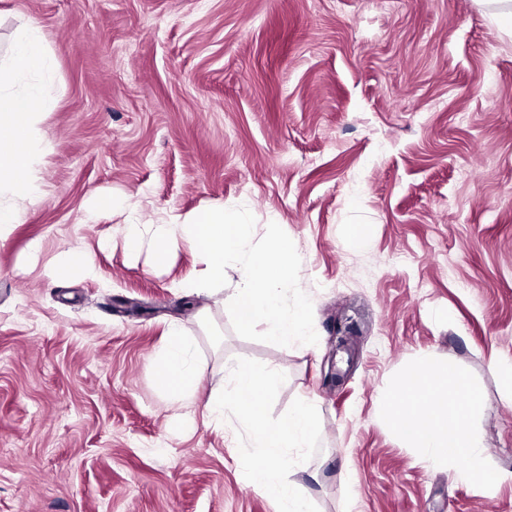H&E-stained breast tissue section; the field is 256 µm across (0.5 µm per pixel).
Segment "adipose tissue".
<instances>
[{"mask_svg": "<svg viewBox=\"0 0 512 512\" xmlns=\"http://www.w3.org/2000/svg\"><path fill=\"white\" fill-rule=\"evenodd\" d=\"M45 67V53L32 29L19 36L9 59L0 62V239L18 223L23 204L38 194L30 161L41 144L35 124L46 103L38 91L20 93L14 85L20 76L42 72ZM123 242L128 252L147 247L160 259L179 247H188L204 260L203 279L208 283L222 282L225 265L237 264L234 304L240 325L248 328L264 321L265 336L284 343L303 335L306 307L288 311L281 298L293 270L292 247L277 238L263 249H255L253 226L242 213L202 208L176 215L171 223L150 230L130 222L124 226ZM194 344L195 338L186 328L170 330L167 350L157 368V381L166 392L181 396L190 391L195 375ZM224 371L233 383V393L228 398L220 392L212 395L204 405L207 416L220 423L225 410L234 408L250 430L258 459L250 473L252 486L274 498L278 512H312L310 502L268 460L282 456L287 449L310 444L314 404L301 403L280 423L271 424L264 403L274 373H259L243 363L225 366ZM479 404L478 392L453 365L429 358L410 369L387 394L385 409L391 424L417 448L425 463L445 468L455 458H467L469 467L459 477L478 482L484 475L483 457L471 421Z\"/></svg>", "mask_w": 512, "mask_h": 512, "instance_id": "obj_1", "label": "adipose tissue"}]
</instances>
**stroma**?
I'll return each mask as SVG.
<instances>
[{"mask_svg": "<svg viewBox=\"0 0 512 512\" xmlns=\"http://www.w3.org/2000/svg\"><path fill=\"white\" fill-rule=\"evenodd\" d=\"M31 27L48 66L16 89L52 147L0 242V512H277L242 418L204 415L228 363L274 371L270 421L314 403L311 447L274 461L314 512H512L511 480L429 466L385 412L421 357L452 363L487 475L512 471V33L475 0H0V59ZM96 193L121 206L84 223ZM206 205L291 244L302 339L240 326L233 267L199 296L187 250H125L128 216ZM74 244L95 277L50 280ZM175 322L192 406L156 382Z\"/></svg>", "mask_w": 512, "mask_h": 512, "instance_id": "1", "label": "stroma"}]
</instances>
